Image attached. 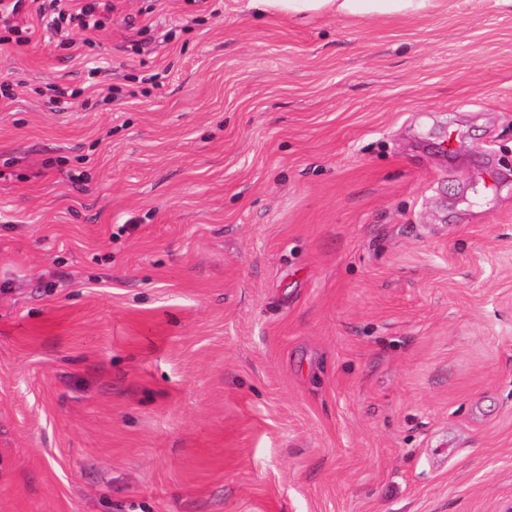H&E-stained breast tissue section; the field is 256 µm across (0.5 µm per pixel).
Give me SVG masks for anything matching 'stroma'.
<instances>
[{
  "label": "stroma",
  "instance_id": "stroma-1",
  "mask_svg": "<svg viewBox=\"0 0 512 512\" xmlns=\"http://www.w3.org/2000/svg\"><path fill=\"white\" fill-rule=\"evenodd\" d=\"M73 40L0 46V512H504L512 7Z\"/></svg>",
  "mask_w": 512,
  "mask_h": 512
}]
</instances>
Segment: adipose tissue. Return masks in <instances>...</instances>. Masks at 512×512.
Here are the masks:
<instances>
[{
    "label": "adipose tissue",
    "mask_w": 512,
    "mask_h": 512,
    "mask_svg": "<svg viewBox=\"0 0 512 512\" xmlns=\"http://www.w3.org/2000/svg\"><path fill=\"white\" fill-rule=\"evenodd\" d=\"M437 0H256L262 11L291 18L334 13L373 17L419 15L435 8Z\"/></svg>",
    "instance_id": "ef3b65f1"
}]
</instances>
